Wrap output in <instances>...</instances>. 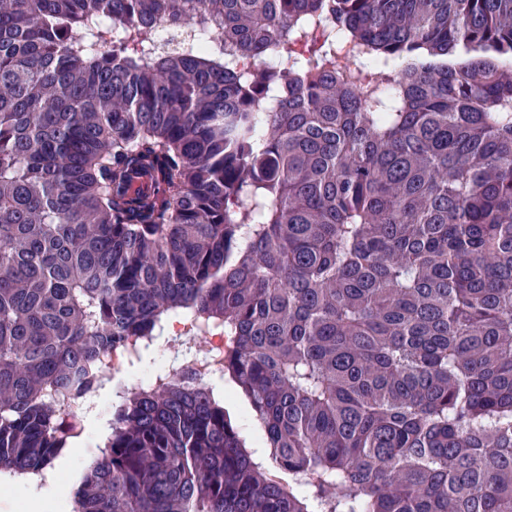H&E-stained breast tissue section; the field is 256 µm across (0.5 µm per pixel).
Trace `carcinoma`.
Listing matches in <instances>:
<instances>
[{
	"label": "carcinoma",
	"instance_id": "carcinoma-1",
	"mask_svg": "<svg viewBox=\"0 0 512 512\" xmlns=\"http://www.w3.org/2000/svg\"><path fill=\"white\" fill-rule=\"evenodd\" d=\"M208 19L206 54L154 40ZM511 59L512 0H0V476L188 313L264 451L167 376L112 402L77 512H512Z\"/></svg>",
	"mask_w": 512,
	"mask_h": 512
}]
</instances>
